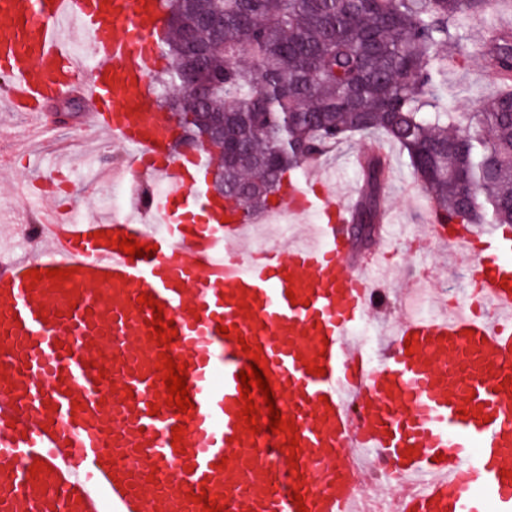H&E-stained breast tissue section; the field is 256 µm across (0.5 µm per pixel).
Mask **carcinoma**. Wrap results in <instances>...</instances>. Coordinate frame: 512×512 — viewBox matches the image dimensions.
I'll return each instance as SVG.
<instances>
[{
	"label": "carcinoma",
	"mask_w": 512,
	"mask_h": 512,
	"mask_svg": "<svg viewBox=\"0 0 512 512\" xmlns=\"http://www.w3.org/2000/svg\"><path fill=\"white\" fill-rule=\"evenodd\" d=\"M166 102L206 90L183 133L206 134L201 112L224 121L208 135L213 187L251 215L327 149L357 134L398 146L443 221L512 224V30L471 45L490 59L497 93L471 112L448 97V57L461 20L488 0H163ZM219 16L216 25L208 19ZM248 49V60L241 59ZM354 223H378L388 165L361 163Z\"/></svg>",
	"instance_id": "obj_1"
}]
</instances>
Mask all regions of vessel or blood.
Segmentation results:
<instances>
[{
  "label": "vessel or blood",
  "instance_id": "obj_1",
  "mask_svg": "<svg viewBox=\"0 0 512 512\" xmlns=\"http://www.w3.org/2000/svg\"><path fill=\"white\" fill-rule=\"evenodd\" d=\"M163 29L157 0H0V101L43 135L32 103L81 85L126 175L149 180L129 214L37 211L33 251L0 260V512H203L200 493L225 512H353L368 473L343 463L350 448L424 478L401 512H512V230L430 225L467 247L488 311L401 318L367 359L356 330L388 295L348 272L352 202L319 178L310 195L292 186L284 201L319 214L318 243L247 246L206 155L171 149L149 88ZM122 235L155 256L129 259ZM147 292L173 343L152 337ZM163 354L187 367L188 411L167 403ZM255 360L294 431L248 430L238 375Z\"/></svg>",
  "mask_w": 512,
  "mask_h": 512
}]
</instances>
